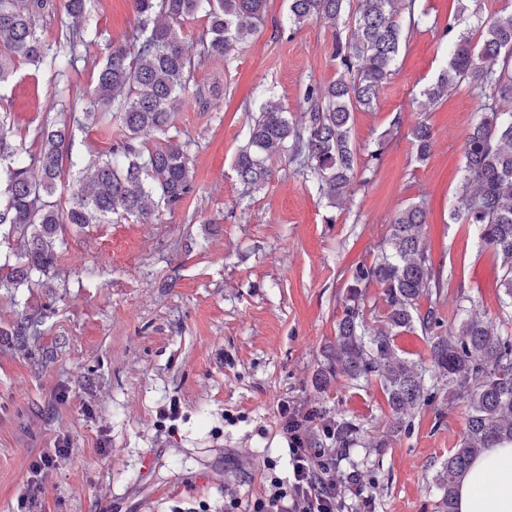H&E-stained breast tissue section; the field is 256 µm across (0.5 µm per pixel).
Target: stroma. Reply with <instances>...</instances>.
<instances>
[{
  "instance_id": "stroma-1",
  "label": "stroma",
  "mask_w": 512,
  "mask_h": 512,
  "mask_svg": "<svg viewBox=\"0 0 512 512\" xmlns=\"http://www.w3.org/2000/svg\"><path fill=\"white\" fill-rule=\"evenodd\" d=\"M501 5L420 0L426 21L408 36L374 111L354 113L351 140L363 150L395 114L404 124L378 174L336 208L288 159L248 195L232 168L264 92L300 118L307 84L326 86L340 73L335 37L352 35L322 21L283 34L288 0H268L246 44L197 71L209 107L191 99L173 119L198 188L181 208L150 224L67 226L54 268L16 288L6 275L25 241L0 231V512H16L33 456L59 438L75 453L42 479L34 512H244L271 479L288 477L284 404L359 426L355 445L336 452L338 474L360 476L345 512H361L364 495L373 512H436L437 473L464 430L449 387L432 392L395 435L379 382L340 377L320 391L314 378L352 271L373 261L411 202L428 207L425 243L448 281L443 324L457 323L466 297L499 319L500 261L449 218L461 205L463 144L479 103L459 90L429 108L435 145L426 161H417L409 131L448 54L444 27L476 32ZM92 13L101 34L92 64L70 76L84 86L106 43L137 29L131 0H95ZM58 99L48 74L23 62L0 84V110L25 133L27 151ZM120 134L119 125L90 120L73 127L77 170ZM372 437L386 448H369Z\"/></svg>"
}]
</instances>
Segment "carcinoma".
Here are the masks:
<instances>
[{
	"instance_id": "1",
	"label": "carcinoma",
	"mask_w": 512,
	"mask_h": 512,
	"mask_svg": "<svg viewBox=\"0 0 512 512\" xmlns=\"http://www.w3.org/2000/svg\"><path fill=\"white\" fill-rule=\"evenodd\" d=\"M93 0H62L70 19L64 48L53 49L40 32V21L55 13L56 0H0V84L16 61L45 68L57 78L79 71L98 32L89 26ZM267 0H133L139 31L114 41L97 64V79L87 87L69 83L68 118L46 117L36 133L38 150L27 155L13 128L0 116V162L7 163V185L0 192V227L27 238L24 261L11 278L26 281L54 266L61 228L85 227L132 218L148 224L159 213L180 207L197 191L188 143L171 134L172 118L186 95L203 99L191 80L196 69L229 57L257 29ZM202 13L208 25L195 43L182 36L183 23ZM323 21L334 31V57L340 76L327 86L310 84L302 119L292 121L283 108L266 99L249 126L247 142L233 168L247 188H259L272 176L268 162L289 153L297 171L317 184L334 208L354 191L357 180L370 182L388 149L383 134L360 154L350 131L356 111H371L395 72L402 44L419 26L416 0H288V29ZM354 25L348 42L340 26ZM450 52L436 81L423 92L430 103L450 91L469 90L479 100L478 119L464 142L463 208L452 219L468 224L501 259V308L512 309V111L501 101L512 97V3L488 15L478 37L459 32L448 39ZM118 118L121 137L100 158L89 176L63 185L71 125L93 119L109 125ZM145 131L159 135L147 148ZM418 161L434 146L426 117L410 129ZM428 211L421 202L401 208L390 225L386 246L370 264L355 266L346 289L336 340L325 352L315 383L326 387L342 375L352 381L376 378L391 410L392 431L406 429V416L429 392L450 384L449 402L467 403L466 430L438 474V512H458L460 478L486 449L512 442V334L467 311L457 329L442 331L438 303L445 290L441 269L423 242ZM381 288L384 313L369 316L365 293ZM426 307H421L422 302ZM428 337L430 364L400 356L395 337L403 331ZM336 444L348 448L356 425L334 419Z\"/></svg>"
}]
</instances>
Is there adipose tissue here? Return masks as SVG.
I'll return each instance as SVG.
<instances>
[{"label": "adipose tissue", "mask_w": 512, "mask_h": 512, "mask_svg": "<svg viewBox=\"0 0 512 512\" xmlns=\"http://www.w3.org/2000/svg\"><path fill=\"white\" fill-rule=\"evenodd\" d=\"M459 512H512V444L487 449L462 479Z\"/></svg>", "instance_id": "adipose-tissue-1"}]
</instances>
